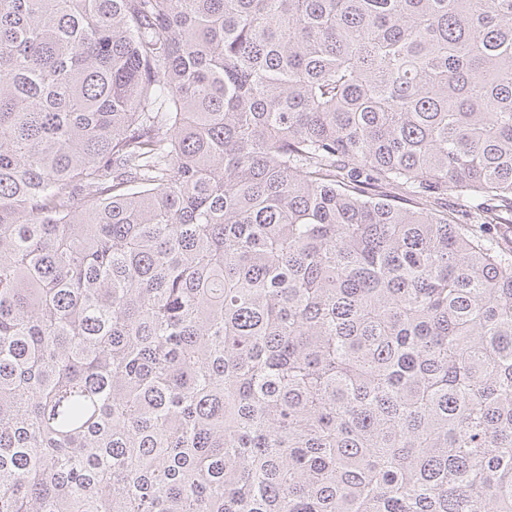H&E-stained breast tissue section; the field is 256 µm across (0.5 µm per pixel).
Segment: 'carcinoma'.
<instances>
[{
    "label": "carcinoma",
    "mask_w": 512,
    "mask_h": 512,
    "mask_svg": "<svg viewBox=\"0 0 512 512\" xmlns=\"http://www.w3.org/2000/svg\"><path fill=\"white\" fill-rule=\"evenodd\" d=\"M501 224L512 0H0V512H512Z\"/></svg>",
    "instance_id": "obj_1"
}]
</instances>
